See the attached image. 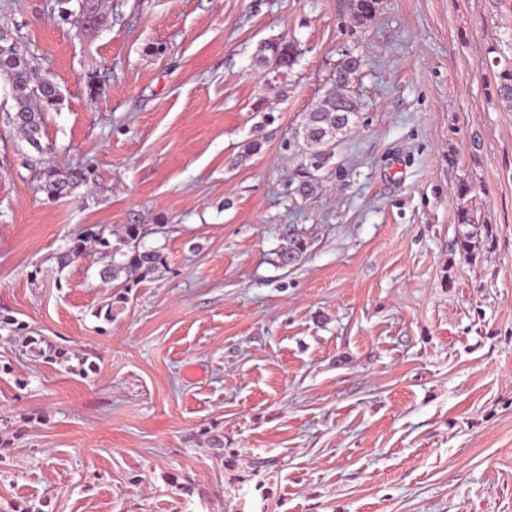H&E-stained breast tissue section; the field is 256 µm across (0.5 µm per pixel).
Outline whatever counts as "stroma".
Returning a JSON list of instances; mask_svg holds the SVG:
<instances>
[{"label": "stroma", "instance_id": "35a3bbf8", "mask_svg": "<svg viewBox=\"0 0 512 512\" xmlns=\"http://www.w3.org/2000/svg\"><path fill=\"white\" fill-rule=\"evenodd\" d=\"M1 27L62 93L47 161L93 184L37 191L0 88V313L96 370L0 330V512H512V0H381L360 28L347 0H109L91 35L0 0ZM347 52L359 122L304 198L299 131ZM462 205L496 233L472 260ZM127 224L153 276L102 285L97 247L58 269ZM208 429L268 468L229 483ZM262 48L261 51L269 52L278 66L286 68L292 67L296 63L299 54L297 46L291 42H267ZM494 93L506 111L512 112V64L505 62L495 74ZM38 336L26 335L22 342V348L25 351L35 354L38 357H43L47 362L57 363L66 366L71 372H77L83 376L88 375V371H92L93 363L87 364V358L78 362V366L67 364L71 362V357L65 349L56 346L46 336L37 334ZM87 364V367H86Z\"/></svg>", "mask_w": 512, "mask_h": 512}]
</instances>
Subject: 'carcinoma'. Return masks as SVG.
<instances>
[{
  "instance_id": "1",
  "label": "carcinoma",
  "mask_w": 512,
  "mask_h": 512,
  "mask_svg": "<svg viewBox=\"0 0 512 512\" xmlns=\"http://www.w3.org/2000/svg\"><path fill=\"white\" fill-rule=\"evenodd\" d=\"M78 8L70 17L81 25L84 30L93 33L106 20L101 9V0H77ZM380 0H350L349 9L353 27L360 28L373 19ZM271 58L280 67L290 68L299 54L298 48L291 42L272 41L263 46ZM337 73H346L347 78L333 81L332 87L323 95L319 103L306 115L303 137L311 152L306 157L307 163L299 171L300 181L297 191L303 197L311 196L316 191V184L308 172L313 168H322L329 159L331 152L319 151L317 140L324 133L322 119L329 116L336 101L343 100L351 107V115H357V107L350 94L353 85L351 78L354 72L348 62L341 59L336 63ZM0 81L10 86V94L14 101V112L7 115L15 131L38 153H43L41 139L45 135L44 114L58 109L62 103L57 85L48 73L41 69L34 54L22 48L19 39L10 31L0 28ZM494 93L503 108L512 112V64L507 62L495 74ZM40 184L37 190L50 199L71 194L78 186L90 182V177L80 167H45L40 170ZM458 231L453 243L452 252L459 253L466 259H473L484 248L493 244V227L478 222L474 210L464 205L456 213ZM145 230L141 224H127L124 234L113 245L102 235L93 238V243L103 248H113L112 255L120 256V260L112 261L101 272L100 277L106 282H114L125 277L145 279L154 274L164 265V256L160 250L145 245ZM88 240L77 239L67 250L56 255L59 268L63 269L87 251ZM25 351L44 358L50 363L67 367L71 372L83 376L93 369V363L82 359L78 365H71V357L65 349L56 346L47 337L26 335L22 342ZM206 442L213 450V455L224 462V471L228 479L234 480L237 473L248 468L252 475L260 474L266 462L248 457L245 453L224 448V435L217 431H205Z\"/></svg>"
}]
</instances>
